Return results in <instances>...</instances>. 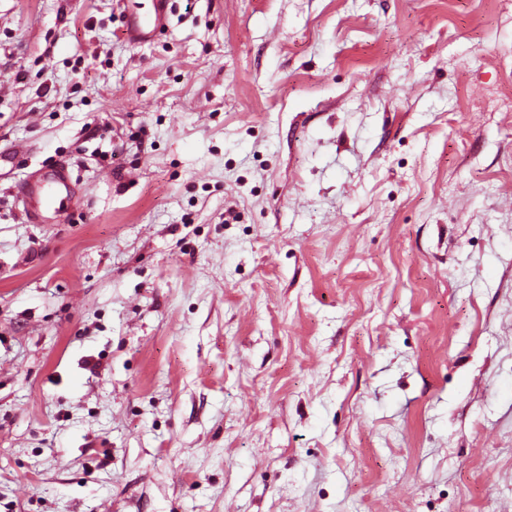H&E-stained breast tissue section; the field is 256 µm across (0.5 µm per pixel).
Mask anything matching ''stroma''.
Masks as SVG:
<instances>
[{
	"mask_svg": "<svg viewBox=\"0 0 512 512\" xmlns=\"http://www.w3.org/2000/svg\"><path fill=\"white\" fill-rule=\"evenodd\" d=\"M126 5L0 0V512H512V0ZM170 0H152L148 12L125 10L123 13V32L134 44L154 41L168 28ZM75 189L69 164L59 161L32 175L21 186L20 195L26 214L37 221L43 219L46 212L61 214L64 203L72 200Z\"/></svg>",
	"mask_w": 512,
	"mask_h": 512,
	"instance_id": "35a3bbf8",
	"label": "stroma"
}]
</instances>
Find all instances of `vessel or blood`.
<instances>
[{"label": "vessel or blood", "mask_w": 512, "mask_h": 512, "mask_svg": "<svg viewBox=\"0 0 512 512\" xmlns=\"http://www.w3.org/2000/svg\"><path fill=\"white\" fill-rule=\"evenodd\" d=\"M170 0H152L148 12L127 10L123 13V32L134 44L154 41L168 27ZM75 185L65 162L41 169L25 182L20 195L27 215L43 219L45 213H61L65 202L72 200Z\"/></svg>", "instance_id": "1"}]
</instances>
